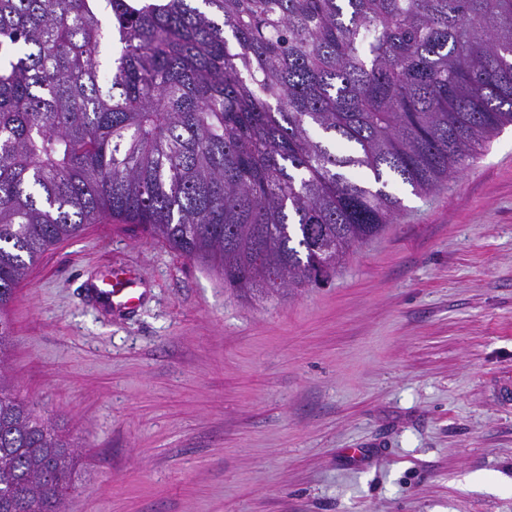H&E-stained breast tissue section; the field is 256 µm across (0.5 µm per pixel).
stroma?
Listing matches in <instances>:
<instances>
[{
	"mask_svg": "<svg viewBox=\"0 0 512 512\" xmlns=\"http://www.w3.org/2000/svg\"><path fill=\"white\" fill-rule=\"evenodd\" d=\"M327 283L251 300L130 224L10 305L17 394L79 446L67 512H512V125ZM140 280L136 309L91 288Z\"/></svg>",
	"mask_w": 512,
	"mask_h": 512,
	"instance_id": "obj_1",
	"label": "stroma"
}]
</instances>
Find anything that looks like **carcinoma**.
<instances>
[{
	"label": "carcinoma",
	"instance_id": "obj_1",
	"mask_svg": "<svg viewBox=\"0 0 512 512\" xmlns=\"http://www.w3.org/2000/svg\"><path fill=\"white\" fill-rule=\"evenodd\" d=\"M192 2L0 0V512H64L80 464L4 373L45 252L107 218L302 288L392 223L389 177L430 193L512 125V0Z\"/></svg>",
	"mask_w": 512,
	"mask_h": 512
}]
</instances>
